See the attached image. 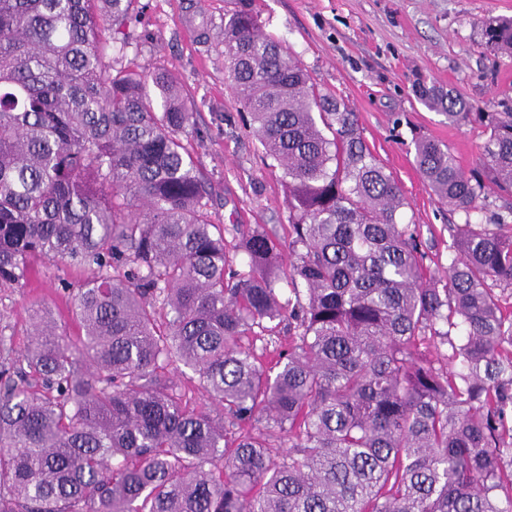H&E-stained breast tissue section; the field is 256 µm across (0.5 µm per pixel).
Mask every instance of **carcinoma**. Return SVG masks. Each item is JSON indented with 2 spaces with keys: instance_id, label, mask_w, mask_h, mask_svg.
Here are the masks:
<instances>
[{
  "instance_id": "cac0c4a2",
  "label": "carcinoma",
  "mask_w": 512,
  "mask_h": 512,
  "mask_svg": "<svg viewBox=\"0 0 512 512\" xmlns=\"http://www.w3.org/2000/svg\"><path fill=\"white\" fill-rule=\"evenodd\" d=\"M133 2L0 0V288L27 287L37 257L91 272L62 282L76 336L34 305L19 352L0 314V512H512L507 225L448 227L432 275L356 114L236 0L224 59L282 173L289 266L276 235L236 225L235 267L177 83L112 66ZM484 36L512 58V19ZM416 94L450 124L479 117L486 176L512 195V112ZM413 148L439 200L483 209L448 147ZM280 327L266 366L254 341Z\"/></svg>"
}]
</instances>
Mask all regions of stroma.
<instances>
[{
    "label": "stroma",
    "instance_id": "35a3bbf8",
    "mask_svg": "<svg viewBox=\"0 0 512 512\" xmlns=\"http://www.w3.org/2000/svg\"><path fill=\"white\" fill-rule=\"evenodd\" d=\"M266 33L280 39L322 91L343 96L363 135L408 202L403 222L419 224L428 264L448 268V227L472 220L492 223L502 214L512 225V196L485 190L486 208L465 216L431 192L414 161L412 141L425 136L456 156L466 173L482 171L485 135L475 123L449 124L414 91L423 79L468 99L479 112H512V60L487 50L486 20L512 18V0H256ZM232 0H137L130 43L118 65L177 77L196 114L183 144L212 185L213 223L260 225L288 234V201L281 172L269 167L244 120L225 68L218 37ZM80 271L35 262L26 288L0 292V313L15 327L14 345L25 348L28 309L47 307L59 325L76 333L67 293L59 280Z\"/></svg>",
    "mask_w": 512,
    "mask_h": 512
}]
</instances>
